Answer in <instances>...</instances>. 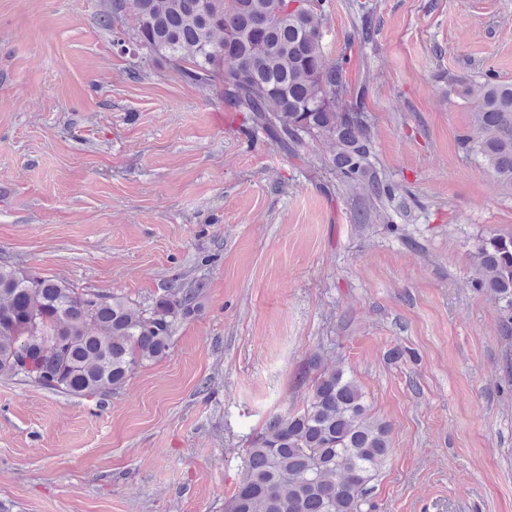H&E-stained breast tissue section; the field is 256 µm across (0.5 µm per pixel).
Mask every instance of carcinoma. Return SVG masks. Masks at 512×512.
I'll return each mask as SVG.
<instances>
[{
	"mask_svg": "<svg viewBox=\"0 0 512 512\" xmlns=\"http://www.w3.org/2000/svg\"><path fill=\"white\" fill-rule=\"evenodd\" d=\"M323 0H110L100 24L112 43L148 63L161 57L283 151L305 138L329 147L328 163L376 205L395 190L369 165L364 88L347 79V57L322 44ZM461 101L475 98L462 148L512 188V82L488 72L448 77ZM477 287L506 303L512 335V236L479 247ZM199 310L198 289L174 283L148 305L99 294L0 263V378L73 397L106 396L168 354L173 327ZM301 408L270 417L243 449L244 477L224 512H370L369 484L390 451L389 425L368 414L364 392L341 366L309 363Z\"/></svg>",
	"mask_w": 512,
	"mask_h": 512,
	"instance_id": "obj_1",
	"label": "carcinoma"
}]
</instances>
